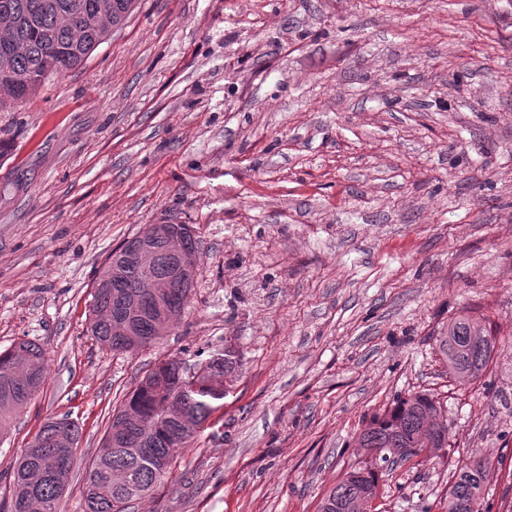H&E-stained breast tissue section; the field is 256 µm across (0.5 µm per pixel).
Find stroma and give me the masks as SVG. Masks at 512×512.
<instances>
[{
    "mask_svg": "<svg viewBox=\"0 0 512 512\" xmlns=\"http://www.w3.org/2000/svg\"><path fill=\"white\" fill-rule=\"evenodd\" d=\"M0 350L48 379L0 439V501L44 420L81 429L63 512L113 408L160 358L242 366L135 512H317L394 397L429 390L447 447L379 473L378 512H444L482 456L512 499V0H137L80 67L0 107ZM24 174L22 189L7 187ZM200 263L159 344L89 332L93 282L147 225ZM496 346L475 383L435 353L451 318Z\"/></svg>",
    "mask_w": 512,
    "mask_h": 512,
    "instance_id": "stroma-1",
    "label": "stroma"
}]
</instances>
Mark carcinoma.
Masks as SVG:
<instances>
[{
  "label": "carcinoma",
  "instance_id": "obj_1",
  "mask_svg": "<svg viewBox=\"0 0 512 512\" xmlns=\"http://www.w3.org/2000/svg\"><path fill=\"white\" fill-rule=\"evenodd\" d=\"M100 0H0V14L16 22V39L9 48L13 73L25 78L15 89L0 94L6 101L23 102L39 92L52 75L80 66L121 26L132 13L131 0H107L110 7L96 9ZM80 5L94 15L88 24L77 15L73 27L56 32L54 17L59 9ZM139 237L153 244L155 274L167 281L162 302L140 287L141 274L125 253H110L98 272L90 306V332L101 345L114 352L153 346L163 339L165 325L176 321L192 286L170 273L165 243L145 228ZM494 348L492 334L483 318L460 315L448 322L439 339V351L448 371L458 380L478 379L487 369ZM240 354L226 347L215 360L218 375H230ZM48 374L44 348L22 340L0 351V433L8 432L13 416L42 390ZM207 380L193 387L183 380L172 359L158 361L114 410L102 446L93 460L85 483V512H130L136 501L148 495L169 474L178 449L200 432L215 407L207 394ZM433 440L448 431V419L439 402L425 391L400 395L385 409L373 414L359 434L360 447L408 448L426 428ZM80 431L68 417H49L18 458L10 480L8 504L0 512H61L73 458L64 443L77 442ZM45 476L36 483L27 480L30 469ZM350 470L320 500L318 512H336V502L355 497L357 486ZM491 469L478 461L461 466L448 488L446 512H459L463 500L475 503V512L487 510Z\"/></svg>",
  "mask_w": 512,
  "mask_h": 512
}]
</instances>
